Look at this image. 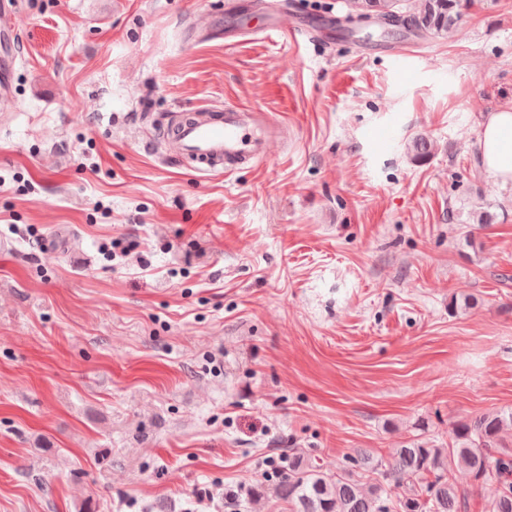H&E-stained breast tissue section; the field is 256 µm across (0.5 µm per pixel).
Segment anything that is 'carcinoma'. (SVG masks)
<instances>
[{
  "instance_id": "obj_1",
  "label": "carcinoma",
  "mask_w": 512,
  "mask_h": 512,
  "mask_svg": "<svg viewBox=\"0 0 512 512\" xmlns=\"http://www.w3.org/2000/svg\"><path fill=\"white\" fill-rule=\"evenodd\" d=\"M406 0H344L350 15L404 25L415 37L451 38L460 33L463 10L471 0H418L406 15ZM411 158L423 163L432 144L417 138ZM512 426V410L487 413L453 430L454 446L436 448L414 441L388 459L355 449L348 466L326 473L297 452L288 454V469L273 485L288 512H462L465 497L453 473L480 482L494 476L500 484L488 512H512V452L501 448L500 433Z\"/></svg>"
}]
</instances>
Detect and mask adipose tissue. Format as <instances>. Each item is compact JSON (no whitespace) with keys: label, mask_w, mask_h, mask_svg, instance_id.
Here are the masks:
<instances>
[{"label":"adipose tissue","mask_w":512,"mask_h":512,"mask_svg":"<svg viewBox=\"0 0 512 512\" xmlns=\"http://www.w3.org/2000/svg\"><path fill=\"white\" fill-rule=\"evenodd\" d=\"M477 150L482 166L489 173L503 181L512 180V106L489 114Z\"/></svg>","instance_id":"obj_1"}]
</instances>
